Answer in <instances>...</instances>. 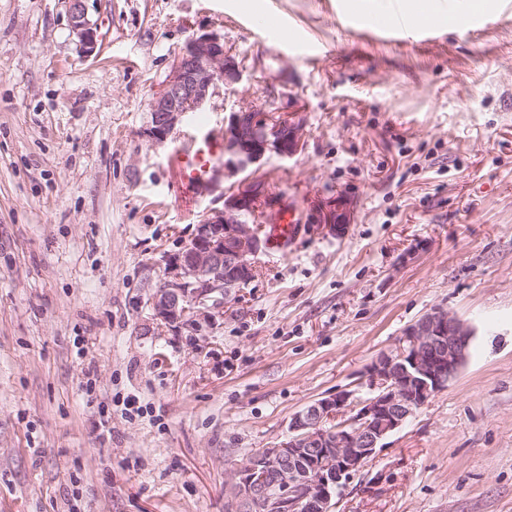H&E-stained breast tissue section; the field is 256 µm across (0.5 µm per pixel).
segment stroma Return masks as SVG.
<instances>
[{
    "mask_svg": "<svg viewBox=\"0 0 512 512\" xmlns=\"http://www.w3.org/2000/svg\"><path fill=\"white\" fill-rule=\"evenodd\" d=\"M353 3L89 0L86 58L68 0H0V512H227L235 463L314 400L367 397L368 365L438 306L475 332L465 365L332 512H512V0H430L434 32L355 25ZM267 15L287 38L250 22ZM193 32L243 79L152 144ZM285 87L301 153L185 186L181 139ZM255 177L301 210L345 194L354 221L262 252L202 329L155 320L146 265ZM87 0H69L71 30L80 53L90 56L97 47L98 23L88 15Z\"/></svg>",
    "mask_w": 512,
    "mask_h": 512,
    "instance_id": "1",
    "label": "stroma"
}]
</instances>
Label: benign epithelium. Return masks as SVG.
Segmentation results:
<instances>
[{
  "label": "benign epithelium",
  "mask_w": 512,
  "mask_h": 512,
  "mask_svg": "<svg viewBox=\"0 0 512 512\" xmlns=\"http://www.w3.org/2000/svg\"><path fill=\"white\" fill-rule=\"evenodd\" d=\"M71 30L79 51L97 47L98 23L86 0H69ZM243 67L212 33L192 34L175 56L169 73L150 102L142 135L159 145L174 135L216 95L220 85L241 79ZM288 107L241 108L224 122V169L237 171L268 154L291 158L305 148V109L290 92ZM354 201L338 193L307 203L309 223L338 233L354 218ZM265 224L282 218L283 209L264 180L234 186L221 208H211L196 224L179 253L163 252V274L152 284L149 304L156 319L173 327L194 325L224 314V299L249 282L264 242L242 212ZM473 328L442 307L410 324L398 346L383 353L366 372L369 396L349 392L318 399L293 416L288 437L259 448L228 474V512H331V502L350 477L384 447L434 393L448 386L466 363ZM277 481L269 485L266 476Z\"/></svg>",
  "instance_id": "7a95c632"
}]
</instances>
